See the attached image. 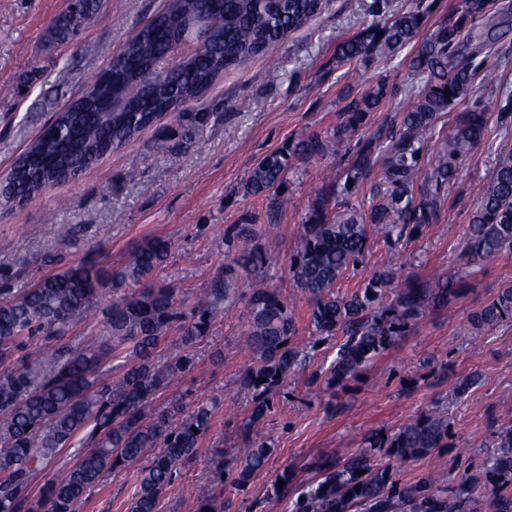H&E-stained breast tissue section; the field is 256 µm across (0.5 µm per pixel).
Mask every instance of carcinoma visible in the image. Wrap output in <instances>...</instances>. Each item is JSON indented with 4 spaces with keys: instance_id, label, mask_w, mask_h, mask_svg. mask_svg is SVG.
<instances>
[{
    "instance_id": "carcinoma-1",
    "label": "carcinoma",
    "mask_w": 512,
    "mask_h": 512,
    "mask_svg": "<svg viewBox=\"0 0 512 512\" xmlns=\"http://www.w3.org/2000/svg\"><path fill=\"white\" fill-rule=\"evenodd\" d=\"M328 0H169L166 9L112 57L109 75H101L74 104L58 114L56 125L44 127L0 186V197L19 204L48 186L77 175L98 157L115 150L165 112L200 97L224 72L270 53L294 31L317 16ZM489 0H459L455 19L413 44L424 24V15L409 11L371 26L336 45V63L366 61L392 56L409 45L415 51L408 67L423 79L412 108L402 118L403 132L390 135L381 164L379 202L368 212L348 207L327 215L326 196H320L303 225L296 253L290 258L297 283L311 306V325L320 338L345 334L336 361L325 377L333 385L358 376L372 358L383 354L402 335L408 323L427 308L446 306L458 296L466 275H440L399 290L383 304L393 288L396 266L385 259L364 288L338 297L336 282L361 261L370 231L386 238H413L434 223L440 208V190L451 183L462 161L484 138L485 110L479 106L456 114L445 146L425 169L421 153L425 138L440 115L452 112L473 93L481 57L496 53L492 30L477 33ZM100 0H67L65 11L51 27L56 40L72 39L83 22L94 18ZM208 16L212 40L196 47L186 64L170 78L144 83L143 67L159 60L166 48L181 39L198 15ZM450 90L451 95L444 94ZM385 96L377 85L344 107L343 124L333 134L314 133L300 139L287 153L263 157L244 183V195L267 193L281 187L290 160L343 155L348 166L343 182L333 192L354 194L367 171L377 164L380 135L359 134L369 115ZM245 229L224 239L229 256L224 273L207 292V300L189 311L175 290L152 280L155 270L170 256L162 239L148 240L133 252L123 268L111 271L80 259L61 271L39 278L20 293L0 288V512H74L76 504L114 469L137 468L136 491L126 512H158L161 495L181 466L192 460L200 440L211 427V410L196 405L185 410L151 412L157 395L173 378L187 370L184 355L160 365L156 349L172 323H180L182 342L195 343L216 321L221 306L235 302L244 271L254 272L249 283L250 320L245 344L257 364L246 373L253 389L250 423L262 419L268 403L288 380L306 365L303 350L294 345L295 318L292 300L282 296L260 272L265 253L249 246ZM464 250L472 261H489L512 251V150L498 154L492 176L483 188L468 224ZM126 284L131 291L112 300L106 309L105 332L111 348L132 349L133 362L118 377L107 380L99 372L107 350L69 345L44 351L30 345L40 333L58 335L82 321L94 301L109 285ZM512 322V284L473 311L457 332L469 336L501 322ZM21 355L14 356L15 352ZM265 382L259 384L257 380ZM198 432H193V429ZM94 447L84 452L46 484L34 500L29 486L55 448L72 443L79 434ZM448 418L441 412L403 424L390 441L392 452L403 459L448 447ZM495 451L481 477L463 482L446 497L423 495L417 490H396L385 472L373 468L366 454L350 458L342 468L328 459L315 467L321 479L297 502L296 512H351L360 504L368 512H391L409 504L411 512H512V498L503 494L512 484V424L496 433ZM271 449L248 440L247 448L226 462L225 472L240 487L260 472Z\"/></svg>"
}]
</instances>
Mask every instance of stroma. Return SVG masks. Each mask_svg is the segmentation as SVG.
<instances>
[{
  "instance_id": "obj_1",
  "label": "stroma",
  "mask_w": 512,
  "mask_h": 512,
  "mask_svg": "<svg viewBox=\"0 0 512 512\" xmlns=\"http://www.w3.org/2000/svg\"><path fill=\"white\" fill-rule=\"evenodd\" d=\"M455 2L329 0L320 15L278 48L275 59L256 57L226 71L201 98L181 105L179 113L188 116L208 113L202 131L185 133L178 114H163L77 177L21 204L0 206V284L17 290L82 258L121 269L138 244L162 238L172 248L157 280L174 288L189 308L206 297L224 271L227 230L248 228L259 248L267 238L279 239V252L266 261L264 273L270 284L294 299V342L309 354L305 371L281 388L272 410L252 425V394L242 378L253 361L240 344L250 319L247 297L226 307L208 336L191 349H184L178 327H171L158 358L186 354L192 364L154 405L161 408L174 400L190 407L206 404L212 426L161 499L159 512H197L201 501L217 495L224 498V512H296L313 463L324 457L342 462L362 450L376 469L387 471L391 482L401 486L417 485L442 469L436 492L448 496L471 476L472 465L491 453L501 426L512 423V323L472 336L457 333L472 311L512 283V255L473 263L462 250L470 215L497 154L501 147L512 148V132H504L497 120L505 83L512 81V18L502 17L505 0H495L489 11L500 53L488 65L498 79L478 83L467 99L490 116L486 138L474 147L454 183L442 190L436 223L418 237L397 242L375 235L359 267L348 270L335 291L347 297L363 288L393 249L403 257L399 283L464 269L469 275L456 299L411 322L361 376L330 388L321 381L341 339L317 342L310 306L290 271V257L314 199L339 183L346 157L296 162L276 195L242 192L261 158L289 149L302 136L333 133L343 107L377 82L386 83L387 94L364 133L400 131L412 93L421 87L403 55L340 66L336 44L410 10L423 13L421 33L429 35L452 17ZM66 4L0 0V177L52 114L79 97L119 47L165 8L166 0H101L97 17L72 40L51 41L48 32ZM162 136L170 144L164 153L153 148ZM280 198L287 199V207L277 206ZM62 224L72 226L71 239L59 237ZM473 373L480 377L478 384L455 397L456 383ZM435 411L448 416L447 447L406 461L387 447L365 449V437L392 438L405 422ZM248 437L267 442L273 452L264 469L236 489L219 481L216 463L235 454ZM285 471L293 481L286 495H275L273 487ZM135 486L134 468L109 472L77 512H125Z\"/></svg>"
}]
</instances>
